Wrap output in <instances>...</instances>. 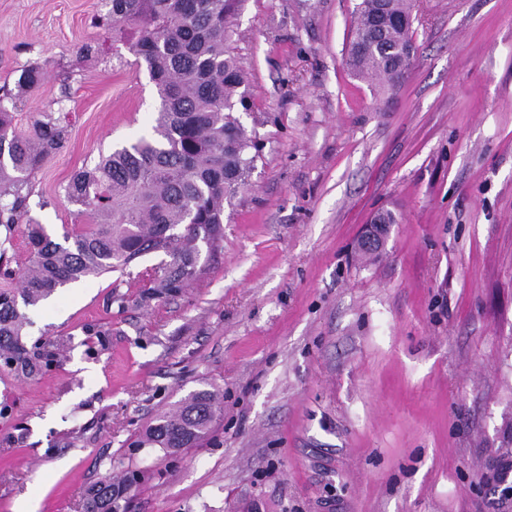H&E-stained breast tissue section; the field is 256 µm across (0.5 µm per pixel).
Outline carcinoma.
<instances>
[{
  "instance_id": "1",
  "label": "carcinoma",
  "mask_w": 512,
  "mask_h": 512,
  "mask_svg": "<svg viewBox=\"0 0 512 512\" xmlns=\"http://www.w3.org/2000/svg\"><path fill=\"white\" fill-rule=\"evenodd\" d=\"M242 0H108L102 25L145 64L160 97L153 133L72 173L64 186L89 224H74L58 242L27 223L28 257L20 270H0L17 288H0V375L34 378L57 354L28 343L25 309L90 275L123 271L163 252L170 260L141 272L143 301L174 296L198 280L224 237V199L248 185L260 147L240 113L250 110L247 76L230 51L228 19ZM413 0H358L348 49L353 74L394 86L406 76L415 45ZM0 105V226L10 241L26 214L28 177L57 150L65 127L51 117L22 136ZM220 401L197 390L158 416L144 441L175 451L208 434ZM130 481L106 477L86 493L84 512H125Z\"/></svg>"
}]
</instances>
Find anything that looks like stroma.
<instances>
[{"label": "stroma", "instance_id": "stroma-1", "mask_svg": "<svg viewBox=\"0 0 512 512\" xmlns=\"http://www.w3.org/2000/svg\"><path fill=\"white\" fill-rule=\"evenodd\" d=\"M356 2L243 0L230 46L261 151L218 257L173 297L141 301L154 253L30 311V341L62 358L0 378V512H83L92 484L131 474L126 512H512V0H416L394 87L349 70ZM105 11L0 0L17 132L66 128L25 188L56 240L90 221L69 176L150 134L160 106ZM380 210L398 222L361 259ZM208 384L224 410L206 439L139 447Z\"/></svg>", "mask_w": 512, "mask_h": 512}]
</instances>
